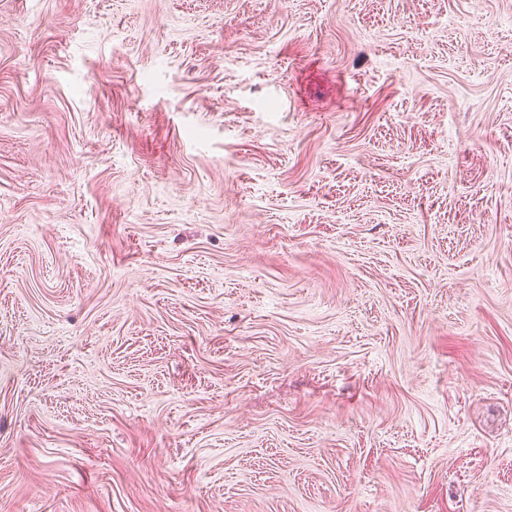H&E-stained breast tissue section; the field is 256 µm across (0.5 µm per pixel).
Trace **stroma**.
Instances as JSON below:
<instances>
[{
    "label": "stroma",
    "instance_id": "obj_1",
    "mask_svg": "<svg viewBox=\"0 0 512 512\" xmlns=\"http://www.w3.org/2000/svg\"><path fill=\"white\" fill-rule=\"evenodd\" d=\"M0 512H512V0H0Z\"/></svg>",
    "mask_w": 512,
    "mask_h": 512
}]
</instances>
